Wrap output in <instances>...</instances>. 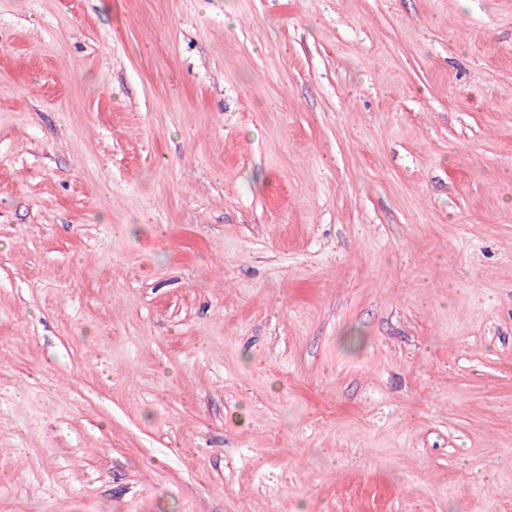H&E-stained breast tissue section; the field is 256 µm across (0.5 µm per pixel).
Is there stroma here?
I'll return each instance as SVG.
<instances>
[{"label": "stroma", "mask_w": 512, "mask_h": 512, "mask_svg": "<svg viewBox=\"0 0 512 512\" xmlns=\"http://www.w3.org/2000/svg\"><path fill=\"white\" fill-rule=\"evenodd\" d=\"M0 512H512V0H0Z\"/></svg>", "instance_id": "1"}]
</instances>
